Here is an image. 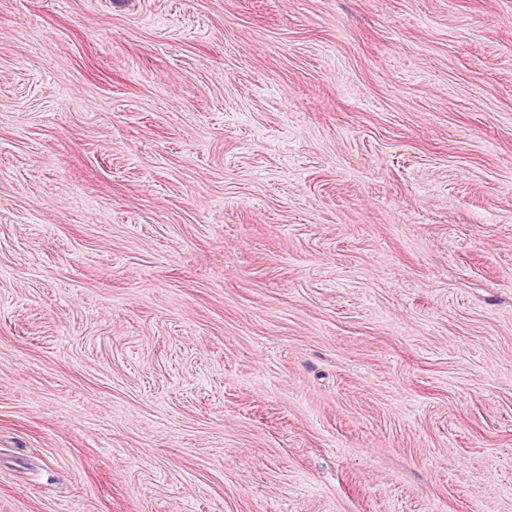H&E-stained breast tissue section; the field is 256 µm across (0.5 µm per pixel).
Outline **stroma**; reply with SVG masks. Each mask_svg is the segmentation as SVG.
Listing matches in <instances>:
<instances>
[{"instance_id": "1", "label": "stroma", "mask_w": 512, "mask_h": 512, "mask_svg": "<svg viewBox=\"0 0 512 512\" xmlns=\"http://www.w3.org/2000/svg\"><path fill=\"white\" fill-rule=\"evenodd\" d=\"M0 512H512V0H0Z\"/></svg>"}]
</instances>
